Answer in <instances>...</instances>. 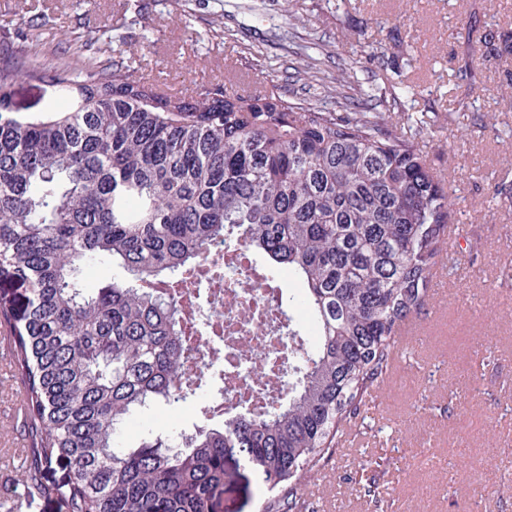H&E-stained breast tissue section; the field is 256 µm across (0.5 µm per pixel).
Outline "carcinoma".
<instances>
[{"label": "carcinoma", "mask_w": 512, "mask_h": 512, "mask_svg": "<svg viewBox=\"0 0 512 512\" xmlns=\"http://www.w3.org/2000/svg\"><path fill=\"white\" fill-rule=\"evenodd\" d=\"M479 50L512 55V31L487 30ZM73 48L51 69L0 42V295L23 385L29 455L17 492L66 512H220L234 478L276 490L261 512H314L300 479L340 452L345 430L391 372L399 332L427 303L448 249L451 190L419 148L423 121H396L374 88L327 100L202 92L164 95L106 56ZM372 77L402 75L382 49ZM49 80L67 112H14L11 87ZM234 239L273 268L288 267L319 331L299 357L288 396L198 427L184 448L167 435L123 448L132 410L186 398L187 348L176 297L142 283L184 278L213 242ZM100 259L128 283L82 287ZM64 481L46 476L53 464ZM368 461L362 490L382 494Z\"/></svg>", "instance_id": "obj_1"}]
</instances>
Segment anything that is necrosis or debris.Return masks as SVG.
Wrapping results in <instances>:
<instances>
[{"instance_id": "necrosis-or-debris-1", "label": "necrosis or debris", "mask_w": 512, "mask_h": 512, "mask_svg": "<svg viewBox=\"0 0 512 512\" xmlns=\"http://www.w3.org/2000/svg\"><path fill=\"white\" fill-rule=\"evenodd\" d=\"M216 263L224 268L223 279L209 274ZM291 280L287 269L270 272L244 247L219 242L208 249L194 288L157 284L158 292L178 298L180 328L189 348L185 384L206 378L216 383L215 392L201 396L206 420L219 421L244 409L265 410L285 398L287 372L295 360L291 324L304 326V343H314L306 310L283 314L282 287Z\"/></svg>"}]
</instances>
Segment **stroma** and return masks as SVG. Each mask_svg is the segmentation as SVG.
<instances>
[{"instance_id":"1","label":"stroma","mask_w":512,"mask_h":512,"mask_svg":"<svg viewBox=\"0 0 512 512\" xmlns=\"http://www.w3.org/2000/svg\"><path fill=\"white\" fill-rule=\"evenodd\" d=\"M301 20L286 0H0V39H21L43 67L60 43L111 38L115 57L153 83L186 96L228 86L242 72L263 93L302 96L293 79L298 52L319 58L325 79L357 62L366 78L371 46L402 44L413 59L404 73L415 88L400 109L431 120L419 147L452 189L455 220L448 246L458 263L413 319L409 345L340 455L301 482L319 512H512V212L488 202L486 187L512 175V139L481 127L493 117L512 130V57L470 49L489 28L512 29V0H301ZM43 26L28 27L29 18ZM346 55H336L337 45ZM478 75L456 86L458 69ZM17 112H63L70 103L46 83L19 81ZM0 329V512H66L61 501L16 493L27 436L17 406L19 380L6 362ZM197 397L139 410L137 447L165 421L192 428ZM380 461V502L359 491V465Z\"/></svg>"}]
</instances>
